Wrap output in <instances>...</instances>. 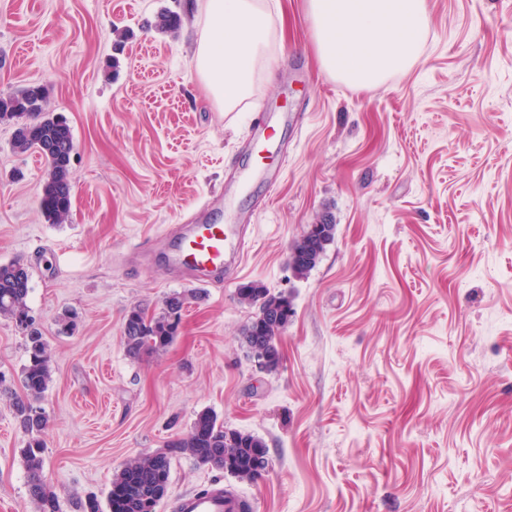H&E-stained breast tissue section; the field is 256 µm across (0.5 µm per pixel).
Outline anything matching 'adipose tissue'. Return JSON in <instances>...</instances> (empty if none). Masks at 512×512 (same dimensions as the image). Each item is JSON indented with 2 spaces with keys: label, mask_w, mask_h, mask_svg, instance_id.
Returning a JSON list of instances; mask_svg holds the SVG:
<instances>
[{
  "label": "adipose tissue",
  "mask_w": 512,
  "mask_h": 512,
  "mask_svg": "<svg viewBox=\"0 0 512 512\" xmlns=\"http://www.w3.org/2000/svg\"><path fill=\"white\" fill-rule=\"evenodd\" d=\"M323 69L369 89L417 60L429 28L427 0H308ZM197 76L219 108L234 111L271 46L263 0H208L199 21Z\"/></svg>",
  "instance_id": "1"
}]
</instances>
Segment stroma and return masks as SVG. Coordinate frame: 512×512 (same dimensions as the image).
Wrapping results in <instances>:
<instances>
[{"instance_id": "35a3bbf8", "label": "stroma", "mask_w": 512, "mask_h": 512, "mask_svg": "<svg viewBox=\"0 0 512 512\" xmlns=\"http://www.w3.org/2000/svg\"><path fill=\"white\" fill-rule=\"evenodd\" d=\"M206 2L0 0V93L44 85L76 145L71 214L51 224L43 159L13 153L0 125V263L27 265L51 351L43 476L58 512L105 501L116 471L203 411L261 437L269 468L249 484L175 456L159 512L216 483L252 512H512V0H427L417 62L368 90L321 68L307 0H266L271 47L233 112L195 70ZM163 11L176 36L155 30ZM260 112L297 118L264 155ZM264 166L273 193L254 179L228 195ZM202 210L249 216L236 275L179 283L163 257L133 254ZM328 217L334 240L295 278L293 243ZM254 281L293 307L272 373L243 341L257 310L237 290ZM175 293V341L129 356L128 311L159 314ZM26 361L0 318V512H39L12 409Z\"/></svg>"}]
</instances>
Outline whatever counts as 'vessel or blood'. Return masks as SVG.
I'll return each mask as SVG.
<instances>
[{"label":"vessel or blood","instance_id":"obj_1","mask_svg":"<svg viewBox=\"0 0 512 512\" xmlns=\"http://www.w3.org/2000/svg\"><path fill=\"white\" fill-rule=\"evenodd\" d=\"M152 245L164 248L172 271L200 283L236 271L244 256L245 241L242 225L211 222L201 215L179 231L156 237ZM230 508L219 487L184 496L178 503L179 512H229Z\"/></svg>","mask_w":512,"mask_h":512}]
</instances>
